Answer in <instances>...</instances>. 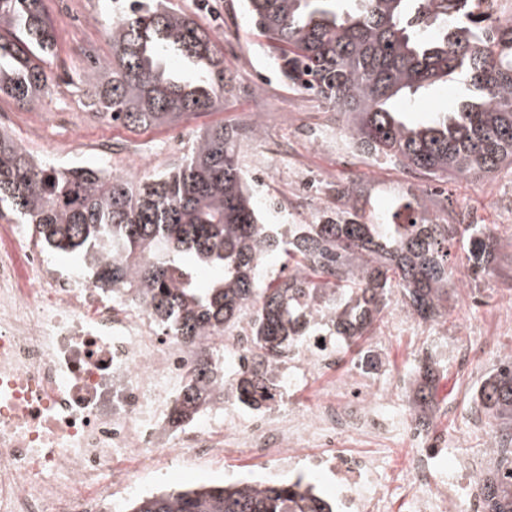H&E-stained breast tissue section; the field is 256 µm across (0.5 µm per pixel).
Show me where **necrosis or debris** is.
I'll return each mask as SVG.
<instances>
[{"label": "necrosis or debris", "mask_w": 512, "mask_h": 512, "mask_svg": "<svg viewBox=\"0 0 512 512\" xmlns=\"http://www.w3.org/2000/svg\"><path fill=\"white\" fill-rule=\"evenodd\" d=\"M216 343L172 336L141 306L113 303L93 268L75 276L21 225H1L0 512H107L135 477L167 460L241 450L327 469L342 512H372L384 499L378 459L346 440L386 437L399 424L368 376L329 382L311 411H256L226 429L211 424L224 415L219 397L172 423L188 373ZM341 345L317 330L293 352L292 372L325 373ZM437 453L411 457L416 512H480L479 500L460 498L477 471L459 462L438 476L429 463Z\"/></svg>", "instance_id": "1"}]
</instances>
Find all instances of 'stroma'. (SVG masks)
<instances>
[{
	"mask_svg": "<svg viewBox=\"0 0 512 512\" xmlns=\"http://www.w3.org/2000/svg\"><path fill=\"white\" fill-rule=\"evenodd\" d=\"M175 9L210 30L224 50V70L229 77L224 108L158 129L132 131L103 121L86 106V88L77 78L88 57L106 58L111 45L98 22L108 0H71L73 12L62 16L58 0H44L55 37L53 83L37 109L39 138H31L26 124L11 127V135L28 150L57 167L100 166L94 146L105 139L135 145L145 160L147 173L165 172L182 164L195 130L224 123L240 127L249 112L262 111L264 133L240 160L254 179L255 202L265 223L295 224L293 211L277 208L276 200L289 193L293 183L303 182L310 198V216H325L330 194L343 186L366 213L382 214L394 199L415 197L430 210L468 213L470 219L492 225L504 244L485 270L475 273L459 265V286L450 303L446 330L414 328L398 320L397 305H390L372 331L344 346L334 375L345 379L370 372L383 406L402 417L410 413L406 395L396 382L414 376L428 352L440 354L434 389L436 404L431 429L445 443L449 462L481 456L488 442L484 414L475 413L474 394L500 356L512 351V166L489 178L438 182L360 155L344 161L341 134L344 118H337L329 150L313 149L307 132L325 106L317 98L291 90L277 77L264 40L241 0H171ZM465 93L461 82L437 83L406 98L402 106L417 123L454 107ZM349 448L372 454L380 461V482L387 493L381 512H412L414 487L407 469L410 443L404 432L385 438H361ZM217 478L235 482L254 478L269 482L302 478L320 486L325 499H335L331 475L310 471L304 464L281 467L276 461H258L245 455L208 462Z\"/></svg>",
	"mask_w": 512,
	"mask_h": 512,
	"instance_id": "35a3bbf8",
	"label": "stroma"
}]
</instances>
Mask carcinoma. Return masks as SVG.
<instances>
[{
  "label": "carcinoma",
  "instance_id": "obj_1",
  "mask_svg": "<svg viewBox=\"0 0 512 512\" xmlns=\"http://www.w3.org/2000/svg\"><path fill=\"white\" fill-rule=\"evenodd\" d=\"M101 19L112 55L78 78L88 107L129 129L170 125L224 107V54L187 14L152 0H113ZM486 0H245L246 12L288 87L346 116L344 135L395 166L436 181L490 177L512 165V18ZM53 27L43 0H0V95L37 109L51 89ZM175 57L192 71H170ZM448 77L469 95L428 123H414L397 98ZM239 134L222 124L197 131L177 168L134 181L85 167L55 168L0 134V207L33 226L57 252L102 259L99 281L112 299L137 303L186 341L221 336L247 321L250 365L229 389L213 358L193 370L177 399L175 423L191 420L209 396L259 409L279 384L288 348L320 327L355 343L370 332L394 294L415 319L448 318L455 288L452 249L478 271L502 246L495 229L463 213L399 200L380 224L336 188L346 217L261 223L241 169ZM283 254L287 275L265 283L256 272ZM200 266L223 271L202 289ZM436 368L411 383L410 410H433ZM475 403L491 424L498 453L478 485L485 512H512V353L481 382ZM128 512H333L312 487L239 481L204 483L134 500Z\"/></svg>",
  "mask_w": 512,
  "mask_h": 512
}]
</instances>
